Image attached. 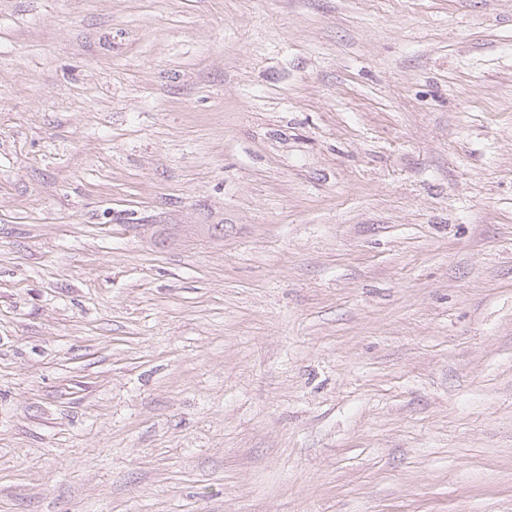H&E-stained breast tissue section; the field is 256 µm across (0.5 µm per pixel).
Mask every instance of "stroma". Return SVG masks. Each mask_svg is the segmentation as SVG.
Wrapping results in <instances>:
<instances>
[{"label": "stroma", "mask_w": 512, "mask_h": 512, "mask_svg": "<svg viewBox=\"0 0 512 512\" xmlns=\"http://www.w3.org/2000/svg\"><path fill=\"white\" fill-rule=\"evenodd\" d=\"M0 512H512V0H0Z\"/></svg>", "instance_id": "35a3bbf8"}]
</instances>
